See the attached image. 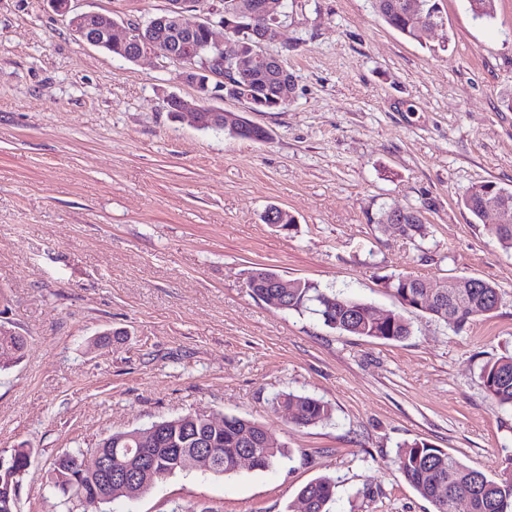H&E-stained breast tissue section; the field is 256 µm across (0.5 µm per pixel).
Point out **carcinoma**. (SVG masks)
I'll return each mask as SVG.
<instances>
[{
  "label": "carcinoma",
  "mask_w": 512,
  "mask_h": 512,
  "mask_svg": "<svg viewBox=\"0 0 512 512\" xmlns=\"http://www.w3.org/2000/svg\"><path fill=\"white\" fill-rule=\"evenodd\" d=\"M253 0H224V15L239 19L247 25L250 20L243 13ZM378 17L400 34L421 40L417 32L420 19L407 8V0H373ZM469 9L478 19H490L494 14V0H468ZM155 40L161 48L179 52L184 61L182 67L191 68L202 60L211 58L214 50L208 44L205 32L189 41L182 33L170 28L155 32ZM295 86L288 87L285 95L264 96L265 104L259 110H283L293 99ZM224 133L252 141L265 140L267 130L254 126L238 132L224 126ZM489 182L472 185L462 198L463 206L476 218L485 217L484 188ZM407 227L405 236L413 238L425 235L421 213L407 211L402 215ZM273 272L255 268L248 273L247 288L253 297L275 310H293L316 315L324 325L341 335L361 336L385 341H401L411 335V323L404 313L414 310L427 314L437 321L452 324L458 329L477 318L494 313L501 303L498 288L490 281L466 277L457 301L448 298L434 301L425 297L427 281L411 274H400L389 280L387 287L397 298L401 310L387 313L384 320L374 318L368 303L344 297L333 290L321 289L307 280H295V287L288 295L279 294L275 288H265L263 283ZM479 378L487 395L503 410L512 411V355H504L485 363ZM276 411L299 409L294 423L310 426L332 417V408L326 402L310 396L281 393L272 399ZM165 435L148 448L130 439L135 430L114 432L102 439L93 452L112 458V466L139 468L137 455L154 459L155 470H142L129 491L113 494L96 472L82 471L74 467L72 459L80 453H65L53 464L52 485L65 502H81L84 497H99L108 503L114 499H136L155 483L178 473L193 469L192 460L204 448L212 453L213 467L209 473L228 476L235 473L236 459L243 452L252 457V467L266 471L292 460V454L284 445L266 442L264 427L250 419L235 415L224 416V429L215 430L198 414H184L161 421ZM394 465L403 479L415 492L433 506V512H455V504L467 502L469 512H512V456L505 460L503 470L494 475L473 469L441 448L415 439L399 446ZM453 471V481H448V471ZM335 494V482L329 477H318L299 491V499L309 503L308 512H329L328 505Z\"/></svg>",
  "instance_id": "cac0c4a2"
}]
</instances>
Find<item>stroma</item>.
<instances>
[{"mask_svg": "<svg viewBox=\"0 0 512 512\" xmlns=\"http://www.w3.org/2000/svg\"><path fill=\"white\" fill-rule=\"evenodd\" d=\"M71 5L139 20L169 0ZM439 6L444 30L418 42L372 0H288L270 50L295 94L250 113L270 133L253 142L167 110L198 95L180 65L81 42L49 0H0V321L27 339L0 370V451H34L20 512H86L54 492L57 456L188 412L257 421L293 459L179 473L98 512H301L320 476L336 482L330 512H433L393 465L415 439L502 469L512 413L479 373L512 354V250L460 200L481 181L512 189V0L488 21L467 0ZM271 205L294 224L265 223ZM387 208L420 212L427 235L377 224ZM257 267L381 313L399 307L398 274L483 278L501 303L461 329L409 314L400 342L343 336L252 297ZM282 392L333 416L295 425L271 408Z\"/></svg>", "mask_w": 512, "mask_h": 512, "instance_id": "obj_1", "label": "stroma"}]
</instances>
